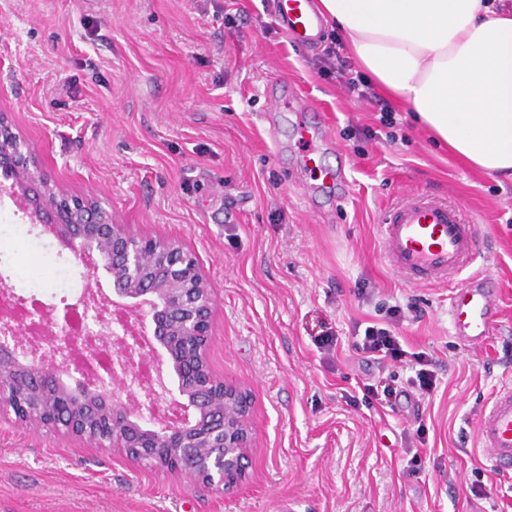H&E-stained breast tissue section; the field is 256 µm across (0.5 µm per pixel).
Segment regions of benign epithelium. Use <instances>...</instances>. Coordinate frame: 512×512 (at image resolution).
<instances>
[{
    "instance_id": "1",
    "label": "benign epithelium",
    "mask_w": 512,
    "mask_h": 512,
    "mask_svg": "<svg viewBox=\"0 0 512 512\" xmlns=\"http://www.w3.org/2000/svg\"><path fill=\"white\" fill-rule=\"evenodd\" d=\"M0 193L12 197L34 225L56 237L92 272L112 277V295L123 306L108 310L83 301L82 317L112 323V347L128 368L148 343L151 370L167 362L177 377V394L164 397L149 377L143 403L105 396L99 369L106 348L79 340L70 329L55 331L19 310L9 292L0 293V418L10 414L81 439L104 436L107 446L172 473L187 472L226 495L246 479L253 438L251 393L218 379L208 353L212 342L214 289L197 262L176 241L136 233L112 219L92 198L70 194L51 183L24 150L6 113H0ZM150 319L152 340L142 319ZM60 358L46 360L45 347Z\"/></svg>"
}]
</instances>
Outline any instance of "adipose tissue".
Masks as SVG:
<instances>
[{"label":"adipose tissue","mask_w":512,"mask_h":512,"mask_svg":"<svg viewBox=\"0 0 512 512\" xmlns=\"http://www.w3.org/2000/svg\"><path fill=\"white\" fill-rule=\"evenodd\" d=\"M380 90L463 165L512 180V4L319 0Z\"/></svg>","instance_id":"adipose-tissue-1"}]
</instances>
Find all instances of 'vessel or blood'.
Masks as SVG:
<instances>
[{
	"instance_id": "b4317fda",
	"label": "vessel or blood",
	"mask_w": 512,
	"mask_h": 512,
	"mask_svg": "<svg viewBox=\"0 0 512 512\" xmlns=\"http://www.w3.org/2000/svg\"><path fill=\"white\" fill-rule=\"evenodd\" d=\"M275 19L291 43L315 50L323 42L326 21L313 0H275ZM341 170L322 169L314 192L346 191ZM385 261L406 280L450 285L448 323L452 336L468 348L482 346L499 326L500 292L486 277L468 274L478 248L475 225L460 210L426 194H414L392 206L380 226ZM463 287H455L458 276ZM480 444L493 466L512 470V385L501 384L478 424Z\"/></svg>"
}]
</instances>
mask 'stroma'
Wrapping results in <instances>:
<instances>
[{"instance_id":"stroma-1","label":"stroma","mask_w":512,"mask_h":512,"mask_svg":"<svg viewBox=\"0 0 512 512\" xmlns=\"http://www.w3.org/2000/svg\"><path fill=\"white\" fill-rule=\"evenodd\" d=\"M293 46L273 0H0V109L53 183L89 196L119 223L178 241L215 291L210 365L252 393L248 474L231 495L136 464L63 433L0 420V512H512V471L492 468L477 422L512 382V182L458 163L395 109L378 113L320 74ZM280 79L323 127L300 135L297 112L264 95ZM344 163L349 197L311 204L317 171ZM426 192L476 224L472 271L501 290L485 345L448 328V290L402 278L379 226L397 201ZM0 198V283L36 295L48 325L88 294L111 298L86 266ZM395 304L420 318L398 332L435 362L420 406L365 403L362 383L405 386L407 365H368L357 324ZM336 346L320 349L318 337ZM426 431L421 465L405 448Z\"/></svg>"}]
</instances>
